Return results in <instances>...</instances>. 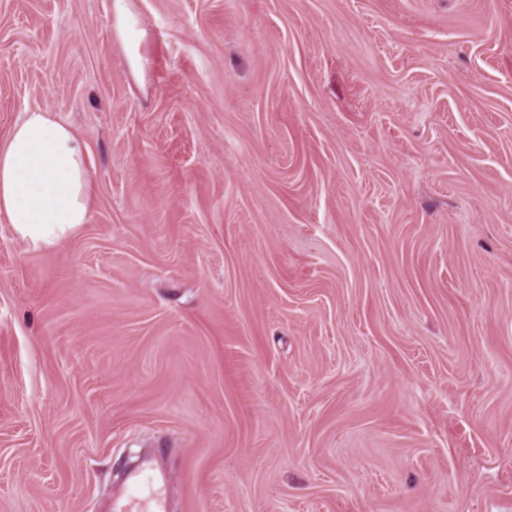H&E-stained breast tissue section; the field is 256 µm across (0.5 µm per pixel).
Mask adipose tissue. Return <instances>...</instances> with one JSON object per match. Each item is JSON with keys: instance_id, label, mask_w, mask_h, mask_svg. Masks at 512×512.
<instances>
[{"instance_id": "obj_1", "label": "adipose tissue", "mask_w": 512, "mask_h": 512, "mask_svg": "<svg viewBox=\"0 0 512 512\" xmlns=\"http://www.w3.org/2000/svg\"><path fill=\"white\" fill-rule=\"evenodd\" d=\"M112 31L135 76L143 74L146 31L131 0H110ZM94 190L87 148L54 113L26 110L0 143V213L15 237L38 250L76 234L89 217Z\"/></svg>"}]
</instances>
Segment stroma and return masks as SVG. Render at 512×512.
<instances>
[{
	"label": "stroma",
	"mask_w": 512,
	"mask_h": 512,
	"mask_svg": "<svg viewBox=\"0 0 512 512\" xmlns=\"http://www.w3.org/2000/svg\"><path fill=\"white\" fill-rule=\"evenodd\" d=\"M0 0V141L87 146V224L0 214V512H512V0ZM112 31L125 57L129 70L137 78L143 74L142 47L146 31L131 0H110ZM166 475L158 469L153 463L147 462L140 470L131 474L128 483L123 492V498L128 501V507L124 503L120 508L122 512H130V505L136 500L137 492L143 487H153L154 485L165 484Z\"/></svg>",
	"instance_id": "obj_1"
}]
</instances>
